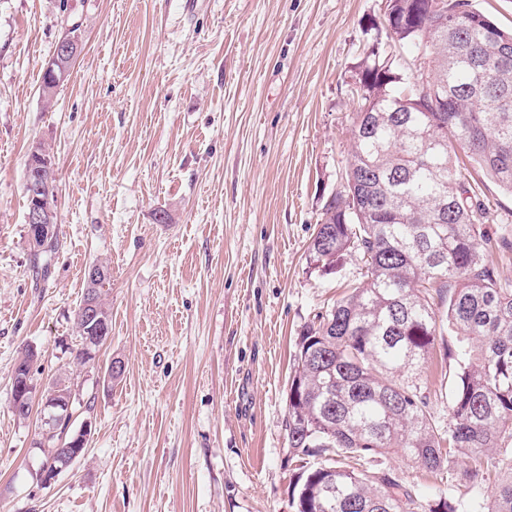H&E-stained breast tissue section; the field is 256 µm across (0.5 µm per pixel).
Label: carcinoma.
<instances>
[{"label": "carcinoma", "mask_w": 512, "mask_h": 512, "mask_svg": "<svg viewBox=\"0 0 512 512\" xmlns=\"http://www.w3.org/2000/svg\"><path fill=\"white\" fill-rule=\"evenodd\" d=\"M384 29L411 57H430L450 107L416 88L393 56L372 49L362 63L347 187L325 203L309 254L325 272L362 254L364 280L305 326L288 393L290 453L345 462L303 465L291 486L294 512H512V288L487 253L512 249L488 235L478 188L458 153L512 194V55L472 50L503 42L504 30L463 0H394ZM73 62H53L42 87L57 88ZM468 194L461 201L460 192ZM59 240L32 255L51 274ZM86 284L111 325L103 288ZM79 365L94 360L96 331L75 312ZM448 343V426H439L420 384L437 339ZM55 435H41L40 463L59 465ZM495 449L510 470L497 496L460 501L440 489L421 501L390 476L397 455L432 473L458 466L473 487L488 479Z\"/></svg>", "instance_id": "obj_1"}]
</instances>
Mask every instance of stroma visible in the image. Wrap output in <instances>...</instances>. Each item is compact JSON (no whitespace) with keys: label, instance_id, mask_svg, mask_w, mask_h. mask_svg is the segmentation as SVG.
Returning <instances> with one entry per match:
<instances>
[{"label":"stroma","instance_id":"obj_1","mask_svg":"<svg viewBox=\"0 0 512 512\" xmlns=\"http://www.w3.org/2000/svg\"><path fill=\"white\" fill-rule=\"evenodd\" d=\"M386 0H0V512H292L285 414L297 337L359 279L308 246L351 150L359 66ZM82 51L52 102L40 86L66 21ZM57 169L60 247L35 280L25 224L32 144ZM487 233L512 194L486 182ZM166 212L158 223L157 212ZM107 263L109 341L74 364L89 265ZM75 375L87 454L37 483L39 414L11 373ZM123 373L107 382L111 361ZM492 500L505 468L485 456ZM419 499H469L400 459Z\"/></svg>","mask_w":512,"mask_h":512}]
</instances>
